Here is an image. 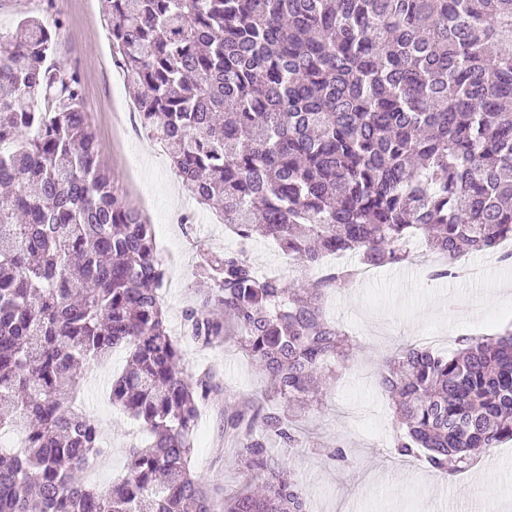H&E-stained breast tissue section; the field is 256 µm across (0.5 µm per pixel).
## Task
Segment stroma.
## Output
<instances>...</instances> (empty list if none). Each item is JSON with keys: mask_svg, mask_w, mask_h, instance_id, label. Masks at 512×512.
Instances as JSON below:
<instances>
[{"mask_svg": "<svg viewBox=\"0 0 512 512\" xmlns=\"http://www.w3.org/2000/svg\"><path fill=\"white\" fill-rule=\"evenodd\" d=\"M64 21L55 56L84 80V110L120 198L139 208L155 230L157 252L165 267L160 289L167 327L178 338L184 362L212 372L220 393L206 403L194 436L191 464L207 484L232 494L243 478L235 448L224 444V406L269 387L267 378L234 342L208 348L184 335L183 315L195 306L205 285L196 275L201 250L220 254L245 249L259 273L280 271L281 251L262 237L243 242L224 230L215 212L198 205L176 173L166 148L144 129L138 117L112 99L123 73L112 58L100 0H55ZM481 281L467 275L427 278L420 268L380 267L374 280L333 291L327 313L359 350L333 375L321 409L302 423L310 433L303 451L288 463L306 489L310 512H512V443L486 450L477 468L454 474L452 485L427 467L421 455L394 452L399 423L378 385L383 364L396 348L427 333L456 330L458 335L492 334L512 329V263L471 255ZM126 361L113 352L89 371L81 403L98 425L105 456L85 472L86 482L105 488L126 472L127 450L144 436L110 398V382ZM345 458L331 459L334 449Z\"/></svg>", "mask_w": 512, "mask_h": 512, "instance_id": "35a3bbf8", "label": "stroma"}]
</instances>
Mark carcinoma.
I'll return each instance as SVG.
<instances>
[{"mask_svg":"<svg viewBox=\"0 0 512 512\" xmlns=\"http://www.w3.org/2000/svg\"><path fill=\"white\" fill-rule=\"evenodd\" d=\"M114 60L141 124L198 204L297 268L261 275L241 251L201 254L210 284L185 312L206 347L235 342L270 381L261 429L224 410L246 484L217 496L190 468L208 372L168 333L155 232L114 192L80 74L52 58L63 28L27 12L0 32V512H307L273 435L300 444L319 374L357 348L324 314L353 253L401 265L420 239L451 257L512 238V0H103ZM127 364L110 397L149 433L100 490L73 478L102 452L73 405L90 366ZM380 384L405 425L401 456L439 473L512 441V330L447 356L412 344Z\"/></svg>","mask_w":512,"mask_h":512,"instance_id":"obj_1","label":"carcinoma"}]
</instances>
